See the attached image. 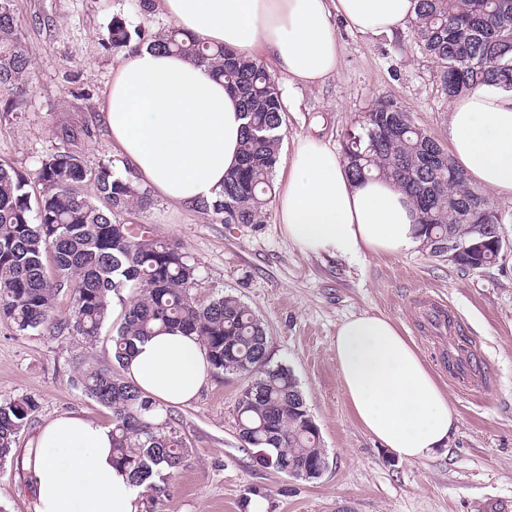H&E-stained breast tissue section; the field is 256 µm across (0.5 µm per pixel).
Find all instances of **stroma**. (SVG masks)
<instances>
[{
  "mask_svg": "<svg viewBox=\"0 0 512 512\" xmlns=\"http://www.w3.org/2000/svg\"><path fill=\"white\" fill-rule=\"evenodd\" d=\"M23 44L31 59V88L24 111L0 112V162L30 174L59 148L62 120L87 125L82 147L89 167L121 164L100 121L102 93L120 61L105 48L107 28L119 15L152 30L169 26L140 0H13ZM341 48L335 78L300 86L283 115L284 139L277 173L288 171L294 147L320 123L321 134L341 147L377 98L391 99L440 144L448 142L449 99L437 66L413 28L392 35H361L337 23ZM504 246L499 258L464 270L425 247L356 259L302 254L283 235L276 204L260 224H223L185 211L158 195L134 220L164 240L180 243L200 276L194 296L224 291L245 303L269 336L272 364L295 375L320 429L328 468L304 481L261 466L238 436L236 406L248 379L212 373L196 400L168 408L187 451L168 479L157 512H512V203L496 201ZM445 300L486 358V381L466 390L434 360L444 339L430 334L425 302ZM377 313L395 322L457 414L446 449L427 461H404L358 423L339 379L333 342L346 318ZM117 323L95 343L41 330L15 331L0 320V399L34 397L38 410L0 464V507L34 512L22 467L25 448L41 426L74 412L108 424L111 412L71 383L74 362L110 368L122 378L112 352Z\"/></svg>",
  "mask_w": 512,
  "mask_h": 512,
  "instance_id": "35a3bbf8",
  "label": "stroma"
}]
</instances>
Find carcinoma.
I'll return each instance as SVG.
<instances>
[{
  "label": "carcinoma",
  "mask_w": 512,
  "mask_h": 512,
  "mask_svg": "<svg viewBox=\"0 0 512 512\" xmlns=\"http://www.w3.org/2000/svg\"><path fill=\"white\" fill-rule=\"evenodd\" d=\"M416 2L414 33L437 64L447 97L487 83L512 88V0ZM133 40L207 65L235 92L245 119L239 163L204 209L224 224L262 223L283 140L282 92L275 78L253 57L207 44L175 25L132 30L123 18H113L107 44L118 50ZM30 84L31 61L13 0H0V110L22 111ZM88 137L87 127L63 122L61 147L31 175L0 163V319L19 333L67 332L91 344L110 320L112 296L132 285L140 293L125 302L124 320L112 337L118 365L147 336L166 329L195 336L214 370L240 375L258 368L236 407L239 437L248 450L270 454L269 467L276 470L325 456L319 428L309 426L303 413L307 406L297 379L290 369L270 365L261 321L233 296L220 294L207 303L192 296L198 269L184 249L124 218L149 201L148 191L110 162L88 167L82 152ZM343 159L354 179H391L410 196L431 255L454 249L455 264L469 269L495 261V206L397 103L379 100L369 109L359 131L347 134ZM87 185L93 194L83 192ZM480 221L490 225L488 243L470 253L464 247L476 240ZM64 291L71 305L59 317L55 305ZM77 373L73 384L111 411L113 457L144 488L145 512H154L167 476L185 456L180 429L112 370ZM36 410L30 396L0 400V463Z\"/></svg>",
  "instance_id": "cac0c4a2"
}]
</instances>
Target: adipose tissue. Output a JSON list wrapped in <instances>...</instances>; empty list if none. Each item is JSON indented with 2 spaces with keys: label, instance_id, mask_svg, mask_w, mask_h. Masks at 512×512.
Masks as SVG:
<instances>
[{
  "label": "adipose tissue",
  "instance_id": "adipose-tissue-1",
  "mask_svg": "<svg viewBox=\"0 0 512 512\" xmlns=\"http://www.w3.org/2000/svg\"><path fill=\"white\" fill-rule=\"evenodd\" d=\"M156 13L202 40L270 59L286 88L318 86L340 65L337 21L394 34L415 0H154ZM113 148L135 179L176 207L212 202L238 161L236 95L206 65L146 46L127 50L100 103ZM448 154L470 180L512 202V92L486 84L450 105ZM276 215L304 254L358 258L422 245L419 213L394 181L353 180L322 138L296 145ZM342 389L360 425L406 461L433 458L456 414L410 339L387 317L343 321L334 341ZM202 345L180 330L136 341L126 381L158 407L186 406L210 378ZM35 512H144L141 487L112 461V429L78 413L42 426L22 459Z\"/></svg>",
  "mask_w": 512,
  "mask_h": 512
}]
</instances>
